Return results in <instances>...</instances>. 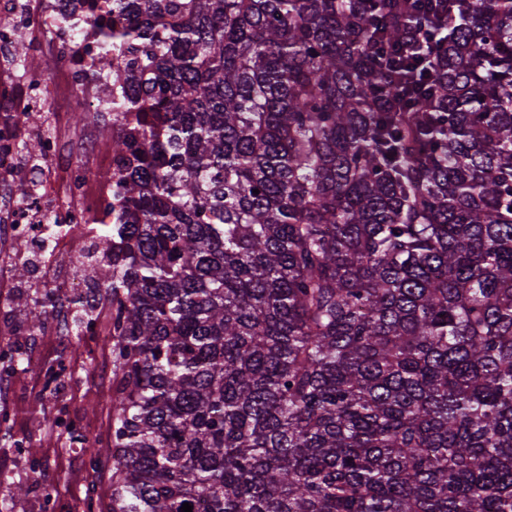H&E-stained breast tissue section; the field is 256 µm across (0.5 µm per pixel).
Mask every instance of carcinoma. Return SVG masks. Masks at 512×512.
<instances>
[{
	"mask_svg": "<svg viewBox=\"0 0 512 512\" xmlns=\"http://www.w3.org/2000/svg\"><path fill=\"white\" fill-rule=\"evenodd\" d=\"M86 16L113 182L86 512H512V0ZM74 304L15 288L12 345Z\"/></svg>",
	"mask_w": 512,
	"mask_h": 512,
	"instance_id": "1",
	"label": "carcinoma"
}]
</instances>
